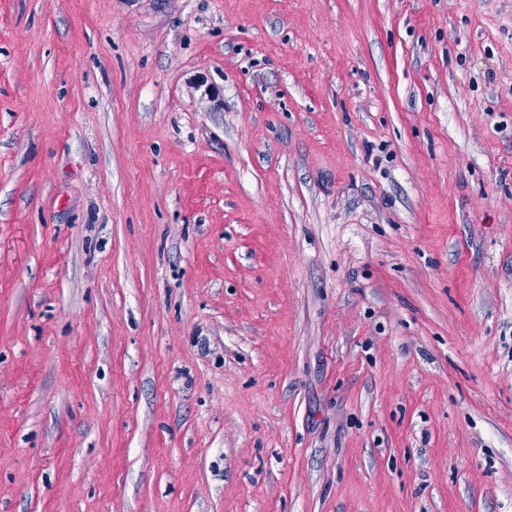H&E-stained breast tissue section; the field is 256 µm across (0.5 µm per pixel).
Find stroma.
I'll list each match as a JSON object with an SVG mask.
<instances>
[{"mask_svg":"<svg viewBox=\"0 0 512 512\" xmlns=\"http://www.w3.org/2000/svg\"><path fill=\"white\" fill-rule=\"evenodd\" d=\"M0 512H512V0H0Z\"/></svg>","mask_w":512,"mask_h":512,"instance_id":"35a3bbf8","label":"stroma"}]
</instances>
